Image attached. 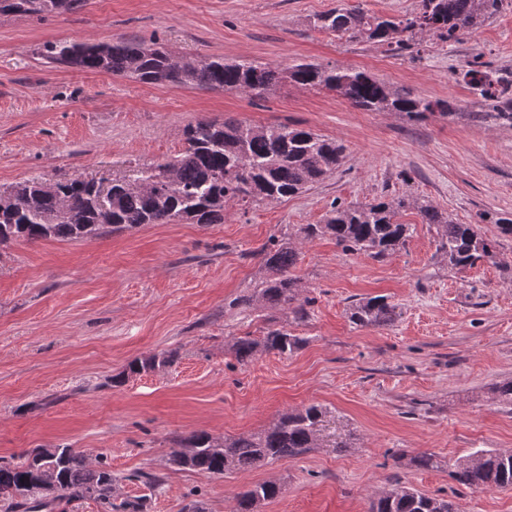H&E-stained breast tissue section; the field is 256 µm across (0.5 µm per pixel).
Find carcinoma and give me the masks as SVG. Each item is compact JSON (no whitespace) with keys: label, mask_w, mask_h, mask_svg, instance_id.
<instances>
[{"label":"carcinoma","mask_w":512,"mask_h":512,"mask_svg":"<svg viewBox=\"0 0 512 512\" xmlns=\"http://www.w3.org/2000/svg\"><path fill=\"white\" fill-rule=\"evenodd\" d=\"M81 0H0V14L50 16L72 12ZM504 0H420L419 11L405 19L366 15L338 8L318 14L310 25L338 38L365 37L382 45L408 47L417 37L442 41L476 30L493 18ZM42 55L51 64L85 72H111L143 84L167 83L263 96L285 81L334 91L354 106L372 112H400L420 118L427 112L450 114L452 103L435 102L396 93L363 71L323 69L297 64L285 70L255 62H224L206 57L175 59L158 44L135 39L114 42L64 40L48 42ZM469 83L490 102L492 111L479 116L495 124L512 125V79L496 76L489 63L476 57L465 72ZM186 147L177 157L152 165L135 178L112 180L107 190L93 180L33 178L0 191V243L48 239L79 240L106 232H123L144 224H221L233 203H273L300 194L336 171L346 148L311 129L279 124L251 126L234 119L198 121L184 131ZM410 206L404 198L365 206H338L321 224H306L300 236L328 235L346 253L382 259L401 249L411 225L397 220ZM424 224L436 227L437 250L454 267H473L493 257V242L475 225L460 224L431 204L418 206ZM272 275L258 291L244 299L272 308L292 309L294 319L306 317V299L298 303V279L291 273L296 251L283 236L263 250ZM400 316L398 305L383 296L364 298L348 307L352 324L383 327ZM305 339L286 327L270 329L254 339L238 337L232 344L240 362L259 352L288 355ZM173 362V355L152 354L128 363L112 377L119 387L134 375ZM326 410L318 404L287 412L259 435L219 440L206 431L178 442L187 451L183 469L202 476L251 469L261 463L300 456L319 446ZM452 478L460 485L486 490L512 488V452L478 449L459 460ZM54 493L47 496L41 486ZM118 480L112 471L92 465L79 451L59 444L36 448L19 462L0 461V502L5 512H49L63 501L91 499L103 512H145L146 499L115 498ZM282 485L257 483L238 496L235 512H261L279 498ZM369 512H456L445 497L430 496L398 484L371 501Z\"/></svg>","instance_id":"1"}]
</instances>
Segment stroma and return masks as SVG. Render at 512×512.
Listing matches in <instances>:
<instances>
[{
	"label": "stroma",
	"mask_w": 512,
	"mask_h": 512,
	"mask_svg": "<svg viewBox=\"0 0 512 512\" xmlns=\"http://www.w3.org/2000/svg\"><path fill=\"white\" fill-rule=\"evenodd\" d=\"M418 0H84L40 20L0 15V190L35 176L108 183L183 152L202 119L296 124L343 142L336 172L277 203L231 205L220 224H146L82 240L0 243V457L60 443L118 476L122 499L147 512H233L238 494L275 481L262 512H368L395 483L452 500L457 512H512V488L457 484L454 464L477 449L512 451V126L479 120L488 105L464 79L475 57L512 74V4L447 42L394 50L314 30L316 14L350 8L403 18ZM136 38L225 61L299 63L364 71L392 91L447 100L451 114L411 118L355 108L339 94L288 82L256 98L85 74L42 57L45 43ZM407 198L405 247L377 261L334 239H304L337 205ZM426 201L495 243L492 259L449 266ZM292 234L293 269L308 316L240 304L269 275L260 251ZM382 295L389 326L349 320L352 301ZM280 326L304 344L290 355L239 362L235 338ZM173 364L113 386L138 357ZM327 408L318 448L245 471L205 477L168 463L179 440L262 432L282 414ZM351 446L336 452V437ZM403 454L394 462L393 453ZM439 465H408L420 453ZM158 477L154 489L134 476Z\"/></svg>",
	"instance_id": "stroma-1"
}]
</instances>
